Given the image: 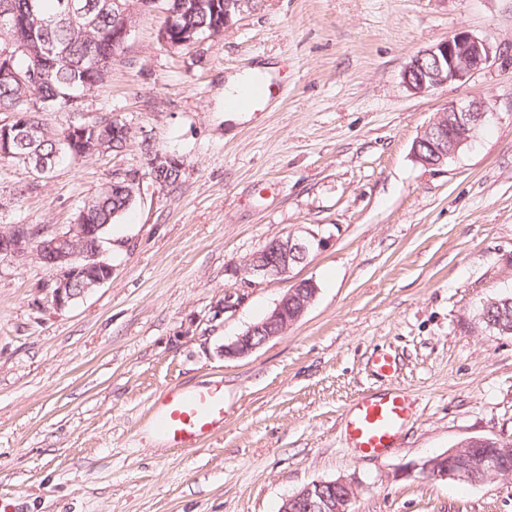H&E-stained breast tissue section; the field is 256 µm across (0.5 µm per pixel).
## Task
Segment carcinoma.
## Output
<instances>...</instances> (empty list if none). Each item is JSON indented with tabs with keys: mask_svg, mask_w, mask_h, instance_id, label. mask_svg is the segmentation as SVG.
Masks as SVG:
<instances>
[{
	"mask_svg": "<svg viewBox=\"0 0 512 512\" xmlns=\"http://www.w3.org/2000/svg\"><path fill=\"white\" fill-rule=\"evenodd\" d=\"M6 3L13 23L0 28V113L14 115L27 112L42 127L37 148L45 155L54 152L56 143L65 134L49 121V114L58 112L72 95L89 96L102 83L99 72L110 70L119 48L112 44V31L135 23L158 7L170 13V40L186 41L190 29L196 33L221 36L224 33V0H133L135 12L119 11L101 17L89 31L80 30L64 18L70 2L91 12L96 0H0ZM47 45L58 52L49 57L37 50L24 52V45ZM133 205L129 195L120 188H107L83 205L89 224H105L112 229ZM491 320L512 325V295L487 301Z\"/></svg>",
	"mask_w": 512,
	"mask_h": 512,
	"instance_id": "obj_1",
	"label": "carcinoma"
}]
</instances>
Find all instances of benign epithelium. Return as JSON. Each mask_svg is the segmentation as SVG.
I'll use <instances>...</instances> for the list:
<instances>
[{
    "instance_id": "7a95c632",
    "label": "benign epithelium",
    "mask_w": 512,
    "mask_h": 512,
    "mask_svg": "<svg viewBox=\"0 0 512 512\" xmlns=\"http://www.w3.org/2000/svg\"><path fill=\"white\" fill-rule=\"evenodd\" d=\"M252 6V0H224V24ZM492 51L482 39L459 31L436 45L418 53L403 72V83L415 93H423L464 80L470 73L491 62ZM486 117L484 104L473 98L451 101L416 137L412 155L426 168L448 163V158L471 140L475 127ZM41 130L16 116L11 124L0 126V154L13 156L19 147L26 167L41 174L54 161L36 149ZM130 129L125 124L112 125V137L81 133L82 139L70 138L66 144H79L83 154L95 156L110 151V142L127 140ZM177 164L170 156L154 154L149 163L150 177L157 185V175ZM103 224H86L77 220L56 227L52 224H7L0 231V262L8 266L35 260L43 264L48 278L36 288L33 309L40 313H61L78 299L105 285L113 268L104 254L112 239ZM329 239L303 228L270 239L264 247L249 255L241 271L252 280L266 281L288 276L310 254L323 249ZM318 293L316 284L308 288L288 289L275 307L260 321L249 326L235 340L224 345V356L239 358L255 351L271 339L282 335L297 323ZM422 473L433 478H454L474 484L512 477V447L500 439L472 438L447 452L426 458ZM355 498L353 484L344 479L314 481L284 499L281 512H350Z\"/></svg>"
}]
</instances>
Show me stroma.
I'll return each mask as SVG.
<instances>
[{
  "label": "stroma",
  "instance_id": "obj_1",
  "mask_svg": "<svg viewBox=\"0 0 512 512\" xmlns=\"http://www.w3.org/2000/svg\"><path fill=\"white\" fill-rule=\"evenodd\" d=\"M143 16L123 62L84 104L132 136L118 153L21 188L7 224H68L115 173L143 175L110 232L112 279L70 309L32 307L46 271L0 274V498L14 512H279L317 480L356 487L352 512H512V478L422 474L472 437L512 440V335L480 309L512 294V0H254L224 34L162 45ZM491 64L422 94L402 82L419 52L458 31ZM274 66L264 111L224 117V78ZM481 98L472 141L439 168L412 156L448 102ZM184 163L163 188L144 145ZM307 227L324 250L285 279L250 284L240 263ZM304 317L250 355L225 344L298 281ZM223 316H214L216 304ZM390 355L396 374L378 375ZM224 383V432L169 448L145 432L160 391ZM403 390L399 445L356 451L344 425L365 394Z\"/></svg>",
  "mask_w": 512,
  "mask_h": 512
}]
</instances>
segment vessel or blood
I'll return each instance as SVG.
<instances>
[{
  "label": "vessel or blood",
  "instance_id": "b4317fda",
  "mask_svg": "<svg viewBox=\"0 0 512 512\" xmlns=\"http://www.w3.org/2000/svg\"><path fill=\"white\" fill-rule=\"evenodd\" d=\"M272 92L266 79L246 85L234 99L237 108L257 110ZM409 418V404L399 392L357 399L345 423L352 445L364 454H379L395 447ZM149 425L167 447L200 445L224 431V387L220 383L184 389H164L150 407Z\"/></svg>",
  "mask_w": 512,
  "mask_h": 512
}]
</instances>
